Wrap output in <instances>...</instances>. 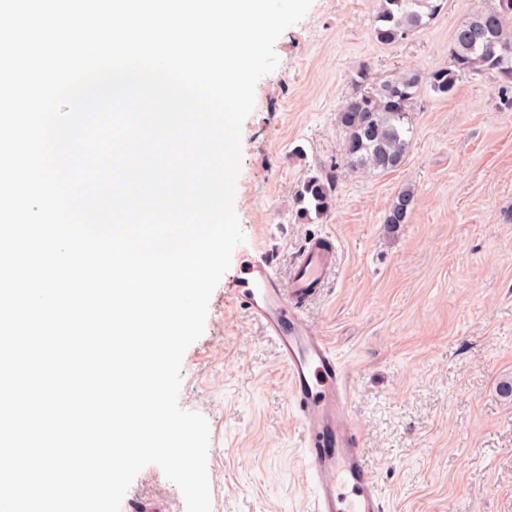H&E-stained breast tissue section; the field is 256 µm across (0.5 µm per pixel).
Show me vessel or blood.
<instances>
[{"instance_id": "obj_1", "label": "vessel or blood", "mask_w": 512, "mask_h": 512, "mask_svg": "<svg viewBox=\"0 0 512 512\" xmlns=\"http://www.w3.org/2000/svg\"><path fill=\"white\" fill-rule=\"evenodd\" d=\"M335 264L336 246L328 237L312 239L285 280L266 258L250 256L230 296L279 349L303 435L302 478L312 493V512H383L382 491L364 463L361 438L350 420L345 368L328 340L303 318Z\"/></svg>"}]
</instances>
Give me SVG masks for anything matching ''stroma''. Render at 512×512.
<instances>
[{"mask_svg": "<svg viewBox=\"0 0 512 512\" xmlns=\"http://www.w3.org/2000/svg\"><path fill=\"white\" fill-rule=\"evenodd\" d=\"M478 3L446 0L427 29L384 45L373 35L379 0H312L277 40L278 65L257 82L241 127L234 209L245 241L181 365L178 405L209 425L212 512H308L277 348L229 290L247 256H266L284 279L308 241L325 235L336 266L304 317L343 360L384 512H512V396L501 391L512 383V109L491 73L462 77L445 99L421 94L409 154L372 173L344 165L336 121L361 65L380 77L448 67L453 30ZM320 172L335 176V206L300 220L295 194ZM406 186L415 209L387 228ZM122 504L186 512L155 464Z\"/></svg>", "mask_w": 512, "mask_h": 512, "instance_id": "obj_1", "label": "stroma"}]
</instances>
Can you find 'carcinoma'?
<instances>
[{"mask_svg": "<svg viewBox=\"0 0 512 512\" xmlns=\"http://www.w3.org/2000/svg\"><path fill=\"white\" fill-rule=\"evenodd\" d=\"M446 0H380L374 35L384 44L399 43L427 28ZM493 72L498 94L512 108V0H481L476 10L453 32L450 65L427 74L407 69L375 77L361 66L354 83L358 91L337 113L345 132L342 160L364 172H386L405 159L414 138L409 119L412 101L424 90L440 98L452 96L465 75ZM334 177H307L295 195L299 219H321L334 207ZM413 188L400 189L383 223L394 228L406 224L415 206Z\"/></svg>", "mask_w": 512, "mask_h": 512, "instance_id": "carcinoma-1", "label": "carcinoma"}]
</instances>
